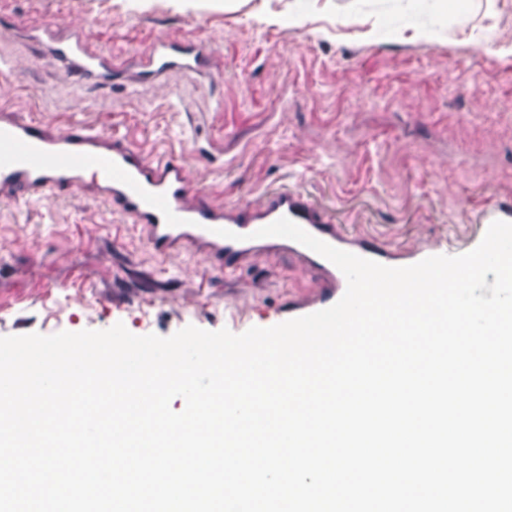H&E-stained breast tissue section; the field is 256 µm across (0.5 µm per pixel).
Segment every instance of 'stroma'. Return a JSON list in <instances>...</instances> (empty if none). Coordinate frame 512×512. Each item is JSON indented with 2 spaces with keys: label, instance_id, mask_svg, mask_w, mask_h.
Here are the masks:
<instances>
[{
  "label": "stroma",
  "instance_id": "35a3bbf8",
  "mask_svg": "<svg viewBox=\"0 0 512 512\" xmlns=\"http://www.w3.org/2000/svg\"><path fill=\"white\" fill-rule=\"evenodd\" d=\"M451 10L455 26L431 31L370 0H0V103L184 151L218 204L288 185L395 248L457 246L486 204L512 209V0ZM42 21L80 27L124 72L109 87L77 80L31 42L27 23ZM160 35L211 43L210 76L140 83L135 54ZM315 278L288 254L231 279L157 256L81 189L0 205V336L270 327Z\"/></svg>",
  "mask_w": 512,
  "mask_h": 512
}]
</instances>
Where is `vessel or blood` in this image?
<instances>
[{
    "label": "vessel or blood",
    "mask_w": 512,
    "mask_h": 512,
    "mask_svg": "<svg viewBox=\"0 0 512 512\" xmlns=\"http://www.w3.org/2000/svg\"><path fill=\"white\" fill-rule=\"evenodd\" d=\"M47 51L84 79L106 86L123 64L93 47L80 31L52 39ZM212 50L203 41L156 39L138 59L137 79L148 84L176 71L209 74ZM82 188L102 198L140 230L150 249L168 257L202 256L231 278L255 258L288 253L314 269L315 298L300 315L334 305L347 280L330 261L282 237H257L258 229L286 217L323 242L390 267L415 264L434 253L422 245L399 251L378 240L349 235L326 221L311 201L288 187L264 192L257 201L227 207L213 203L194 185L183 154H146L126 138L82 123L56 131L42 120H23L0 108V200L66 199ZM230 230L232 238L221 237Z\"/></svg>",
    "instance_id": "obj_1"
}]
</instances>
